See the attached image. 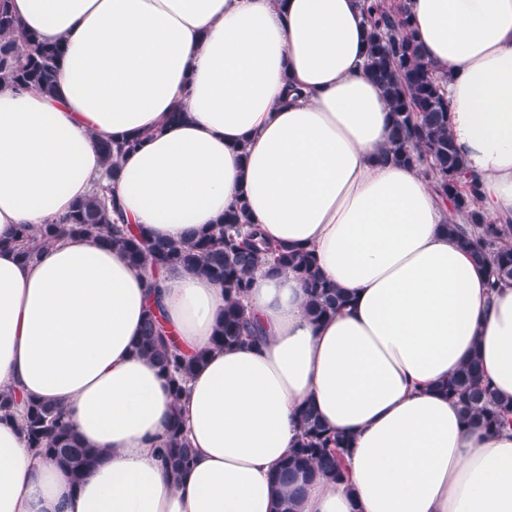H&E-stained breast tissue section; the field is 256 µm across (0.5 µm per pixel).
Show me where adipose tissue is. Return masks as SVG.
Wrapping results in <instances>:
<instances>
[{"instance_id":"1","label":"adipose tissue","mask_w":512,"mask_h":512,"mask_svg":"<svg viewBox=\"0 0 512 512\" xmlns=\"http://www.w3.org/2000/svg\"><path fill=\"white\" fill-rule=\"evenodd\" d=\"M487 223L512 220V0H404ZM64 40L57 91L0 87V239L111 182L128 223L184 240L246 198L272 243L317 258L349 306L313 322L301 281L263 267V343L215 349L224 290L181 268L162 305L176 347L205 351L173 394L133 343L141 270L85 234L23 261L0 249V391L62 404L101 455L79 487L0 420V512H274L271 474L313 402L351 435L347 482L297 512H512V426H465L437 385L479 357L512 401V283L448 238L462 223L416 168L381 161L391 109L364 61L358 0H8ZM184 119L171 121L175 110ZM141 137L106 177L98 142ZM181 414L195 450L172 476L154 441Z\"/></svg>"}]
</instances>
